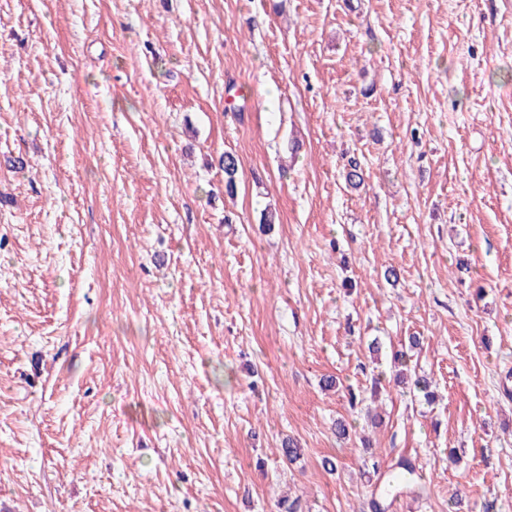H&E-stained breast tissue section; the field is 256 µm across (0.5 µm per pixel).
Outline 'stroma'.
I'll use <instances>...</instances> for the list:
<instances>
[{
  "label": "stroma",
  "instance_id": "obj_1",
  "mask_svg": "<svg viewBox=\"0 0 512 512\" xmlns=\"http://www.w3.org/2000/svg\"><path fill=\"white\" fill-rule=\"evenodd\" d=\"M365 437L512 512V0H0V512H364Z\"/></svg>",
  "mask_w": 512,
  "mask_h": 512
}]
</instances>
